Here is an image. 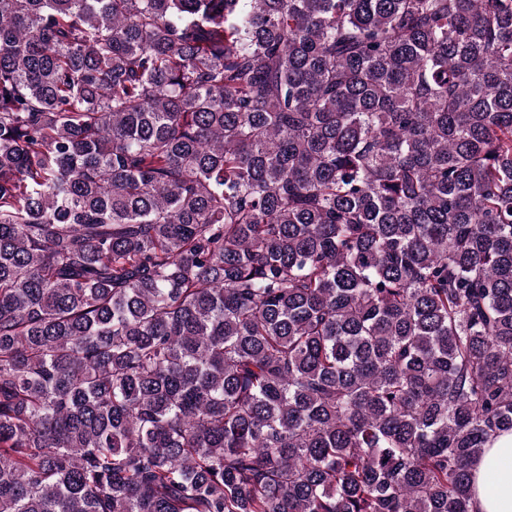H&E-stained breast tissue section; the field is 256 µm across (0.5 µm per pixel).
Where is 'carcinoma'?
Returning <instances> with one entry per match:
<instances>
[{
	"mask_svg": "<svg viewBox=\"0 0 512 512\" xmlns=\"http://www.w3.org/2000/svg\"><path fill=\"white\" fill-rule=\"evenodd\" d=\"M512 432V0H0V512H473Z\"/></svg>",
	"mask_w": 512,
	"mask_h": 512,
	"instance_id": "carcinoma-1",
	"label": "carcinoma"
}]
</instances>
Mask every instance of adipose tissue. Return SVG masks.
<instances>
[{
    "label": "adipose tissue",
    "mask_w": 512,
    "mask_h": 512,
    "mask_svg": "<svg viewBox=\"0 0 512 512\" xmlns=\"http://www.w3.org/2000/svg\"><path fill=\"white\" fill-rule=\"evenodd\" d=\"M507 450L512 451V433L498 437L491 443L487 457L474 464L476 512H512V475L492 473L489 466L490 456Z\"/></svg>",
    "instance_id": "1"
}]
</instances>
